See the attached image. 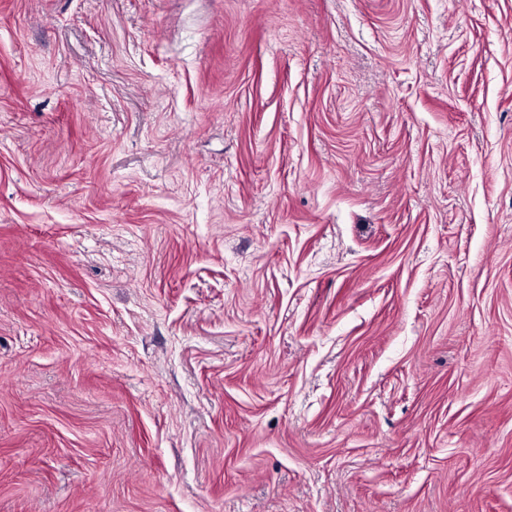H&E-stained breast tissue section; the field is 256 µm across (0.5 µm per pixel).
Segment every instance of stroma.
<instances>
[{"label": "stroma", "mask_w": 512, "mask_h": 512, "mask_svg": "<svg viewBox=\"0 0 512 512\" xmlns=\"http://www.w3.org/2000/svg\"><path fill=\"white\" fill-rule=\"evenodd\" d=\"M0 512H512V0H0Z\"/></svg>", "instance_id": "1"}]
</instances>
